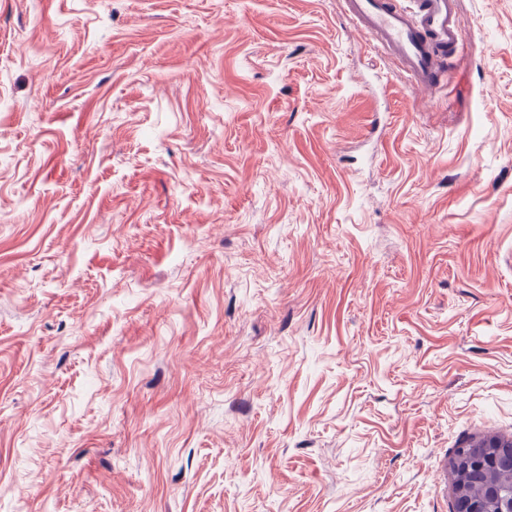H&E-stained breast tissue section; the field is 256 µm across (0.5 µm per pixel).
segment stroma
<instances>
[{
	"label": "stroma",
	"instance_id": "1",
	"mask_svg": "<svg viewBox=\"0 0 512 512\" xmlns=\"http://www.w3.org/2000/svg\"><path fill=\"white\" fill-rule=\"evenodd\" d=\"M413 88L342 0H0V512H452L512 437V0ZM485 439H498L506 444L510 442L512 448V438L509 439L505 437L494 436L483 438L476 442ZM495 448L496 446H484L483 448L469 449L467 452H464L460 457V460L456 464L457 468L466 472L477 471L489 466L496 465L503 456L504 452L508 454L509 458L512 457L511 448Z\"/></svg>",
	"mask_w": 512,
	"mask_h": 512
}]
</instances>
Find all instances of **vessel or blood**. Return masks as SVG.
Wrapping results in <instances>:
<instances>
[{
  "label": "vessel or blood",
  "mask_w": 512,
  "mask_h": 512,
  "mask_svg": "<svg viewBox=\"0 0 512 512\" xmlns=\"http://www.w3.org/2000/svg\"><path fill=\"white\" fill-rule=\"evenodd\" d=\"M350 21L399 63L410 81L434 84L446 53L462 45L457 0H416L415 11L397 0H343Z\"/></svg>",
  "instance_id": "obj_1"
}]
</instances>
